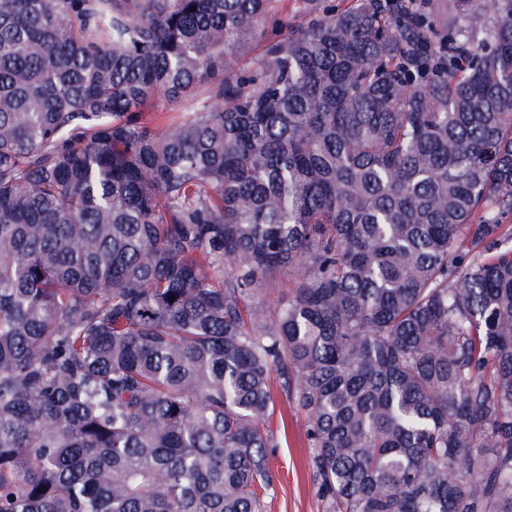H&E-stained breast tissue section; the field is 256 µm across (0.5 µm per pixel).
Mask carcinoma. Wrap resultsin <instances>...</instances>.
<instances>
[{
	"label": "carcinoma",
	"mask_w": 512,
	"mask_h": 512,
	"mask_svg": "<svg viewBox=\"0 0 512 512\" xmlns=\"http://www.w3.org/2000/svg\"><path fill=\"white\" fill-rule=\"evenodd\" d=\"M274 2L0 0V512H261L275 381L326 512H512V0ZM277 9L266 22L256 30L252 36V42L255 47V53L252 60H244L241 64L244 68H249L253 65L254 61L260 56L264 47L268 41L281 37L286 33L284 29L280 27L279 18L281 17L279 12L282 13V18L285 14H288V21H292L295 26H301L305 22V17L296 13V1L295 0H277ZM279 11V12H277ZM291 17L293 18L291 20ZM206 100L200 90H196L188 96H184L177 101L159 100L154 103L157 112L182 113L194 112Z\"/></svg>",
	"instance_id": "cac0c4a2"
}]
</instances>
